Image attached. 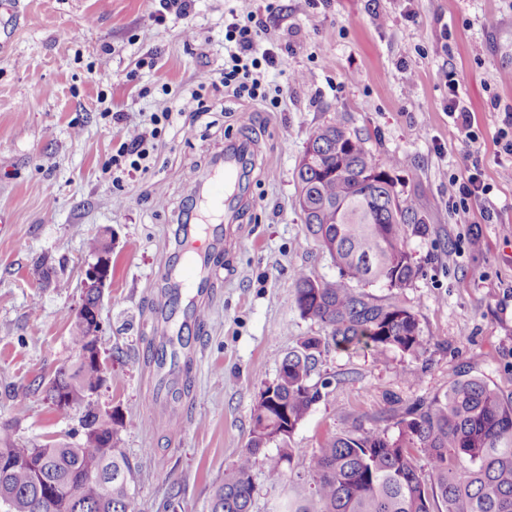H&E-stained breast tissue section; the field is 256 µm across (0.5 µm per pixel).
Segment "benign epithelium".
I'll return each mask as SVG.
<instances>
[{"mask_svg":"<svg viewBox=\"0 0 512 512\" xmlns=\"http://www.w3.org/2000/svg\"><path fill=\"white\" fill-rule=\"evenodd\" d=\"M101 241L99 254L94 257V261L89 263L85 269V279L83 292H91L92 297L97 299L93 305L82 302L78 309L72 312V317L82 323L88 331L91 339V349L95 356H100V345L97 339L101 329V310L104 300V290L107 287L111 275V252L112 240L108 238L106 232L98 235Z\"/></svg>","mask_w":512,"mask_h":512,"instance_id":"benign-epithelium-1","label":"benign epithelium"}]
</instances>
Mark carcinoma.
<instances>
[{"instance_id":"cac0c4a2","label":"carcinoma","mask_w":512,"mask_h":512,"mask_svg":"<svg viewBox=\"0 0 512 512\" xmlns=\"http://www.w3.org/2000/svg\"><path fill=\"white\" fill-rule=\"evenodd\" d=\"M313 161L307 162V156ZM365 139L341 123L317 127L295 169L304 224L338 269L334 281L295 273L300 314L321 322L338 348L395 350L418 357L425 338L414 312L394 298L376 299L353 284L382 282L405 288L418 273L404 227L417 225L419 205L395 189L389 168ZM70 356L46 386L60 414L81 411L76 442L37 445L0 425V505L5 512H138L137 473L118 448L122 414L105 419L86 399L104 378L83 325L73 323ZM322 341L308 337L281 361L252 412L248 446L224 472L210 512H252L256 465L281 484L284 464L301 453L289 446L297 427L329 382L312 381ZM275 449L271 454L268 449ZM319 508L288 504V512H512V395L465 375L442 393L391 415L385 424L361 419L306 455ZM81 486L77 499L70 494Z\"/></svg>"}]
</instances>
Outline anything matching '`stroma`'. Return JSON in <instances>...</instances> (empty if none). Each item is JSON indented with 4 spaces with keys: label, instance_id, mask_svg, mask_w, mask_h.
Wrapping results in <instances>:
<instances>
[{
    "label": "stroma",
    "instance_id": "stroma-1",
    "mask_svg": "<svg viewBox=\"0 0 512 512\" xmlns=\"http://www.w3.org/2000/svg\"><path fill=\"white\" fill-rule=\"evenodd\" d=\"M22 17L0 49V424L38 445L71 440L78 421L53 410L43 384L69 356L70 314L82 296L89 237L112 238L99 337L106 361L98 409L120 410L119 446L138 470L139 512L168 494L181 512H208L215 488L249 440L263 383L324 326L295 305L294 273L338 270L308 233L295 167L313 130L344 122L390 170L401 197L419 201L424 236L406 230L419 269L404 288L363 285L412 310L430 345L397 351L323 347L314 380H330L291 438L303 453L358 416H385L478 375L512 393V163L496 143L512 107V0H196L190 17L161 18L162 0H18ZM275 13H268V4ZM265 18L266 76L277 111L235 101L163 125L148 172L113 185L103 170L126 126L173 105L185 89L213 94L224 67V23L244 9ZM480 130L462 140L448 117V73ZM123 116L114 122L105 107ZM245 157L235 207L215 216L209 300L161 278L181 258L188 224H201L194 188L227 147ZM479 166L492 190L460 213L448 180ZM480 234L482 246L468 239ZM45 263L48 278L34 268ZM169 295L182 340L165 336ZM176 369L161 403L149 394L160 360ZM270 486L255 468L253 512L313 502L303 460Z\"/></svg>",
    "mask_w": 512,
    "mask_h": 512
}]
</instances>
